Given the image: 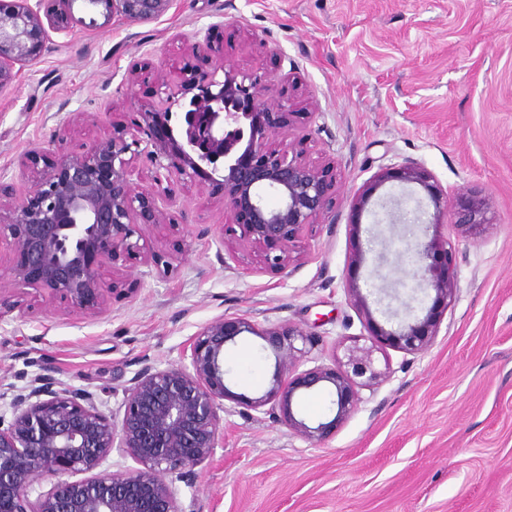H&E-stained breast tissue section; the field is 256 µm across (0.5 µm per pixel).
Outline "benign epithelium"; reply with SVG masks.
Listing matches in <instances>:
<instances>
[{
    "instance_id": "7a95c632",
    "label": "benign epithelium",
    "mask_w": 512,
    "mask_h": 512,
    "mask_svg": "<svg viewBox=\"0 0 512 512\" xmlns=\"http://www.w3.org/2000/svg\"><path fill=\"white\" fill-rule=\"evenodd\" d=\"M76 0H0V88L12 82L15 65L40 56L49 31H69ZM89 11L126 22L161 18L177 0H82ZM190 50L207 61L210 32L192 36ZM223 79H217L218 72ZM166 98L187 101L186 128L175 135L172 112L153 106L128 124L114 123L103 139L73 152L58 153L56 143L33 153L58 158L43 170L28 169L32 189L15 196L0 183V247L12 254L0 263V291L32 288L63 313L96 317L106 310L107 293L122 290L117 262L150 249L144 228L176 225L172 208L178 187L197 184L221 192L224 210L239 239L260 269L289 275L303 260L305 228L331 213L336 200V161L312 158L314 140L306 130L308 113L293 111L294 92L276 88L274 79L227 63L204 70L185 69L177 82L157 73ZM288 142L279 141V137ZM145 156L148 181L131 179L133 161ZM416 184L433 206L426 233L408 245L413 278L434 292L431 306L397 329L377 322L356 279L346 288L362 315L368 335L340 343L344 357L301 370L306 351L295 342L306 333L292 324L258 330L246 317H218L203 325L184 361L165 368L145 365L129 381L123 413L109 416L95 393L83 387L55 389L51 377L38 376L13 396L11 416L0 414V512H188L170 480L213 458L224 434V401L266 413L293 435L316 446L358 407L359 389L382 384L387 371L374 354L392 347L408 354L427 352L439 335L443 316L456 294L454 245L439 228L453 211L452 228L469 238L490 223L489 202L479 195L448 197L424 166L404 162L381 169L358 191L355 214L363 213L385 184ZM280 197L277 207L262 191ZM112 265V284L103 279ZM264 338L276 357L269 389L248 399L224 382V349L243 333ZM328 383L336 396L335 417L308 425L294 411L301 392ZM119 449L138 468L96 472ZM84 475L70 480L73 475ZM54 479L35 502L28 493L35 479Z\"/></svg>"
}]
</instances>
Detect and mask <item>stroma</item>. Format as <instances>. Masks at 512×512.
<instances>
[{
    "instance_id": "1",
    "label": "stroma",
    "mask_w": 512,
    "mask_h": 512,
    "mask_svg": "<svg viewBox=\"0 0 512 512\" xmlns=\"http://www.w3.org/2000/svg\"><path fill=\"white\" fill-rule=\"evenodd\" d=\"M72 13V31L50 33L0 90V182L15 194L31 187L34 146L57 136L76 150L129 122L157 102L154 72L191 60L186 36L207 29L212 61L296 78V108L313 112L316 149L337 163L336 204L308 233L303 264L282 276L258 269L233 237L216 243L222 198L188 187L178 228L146 227L151 261L123 263L131 291L110 296L104 315L65 314L36 290L18 293L0 321V387L16 392L46 375L88 388L109 413L144 365L179 363L221 316L297 325L306 366L331 363L339 341L367 333L345 294L357 191L411 160L449 197L473 191L490 204L477 240L456 245L457 292L433 346L376 353L385 382L362 389L317 447L235 406L223 448L174 486L196 512H512V0H178L147 23L91 17L79 2ZM90 17L97 30L84 28ZM256 34L267 50L253 45ZM422 195L386 184L362 216L370 248L354 275L373 290L377 320L406 319L424 296L405 247L426 226L395 220L396 200L410 210ZM276 368L261 337L242 334L224 350L235 393L262 396ZM334 400L324 383L294 410L314 426L334 417Z\"/></svg>"
}]
</instances>
